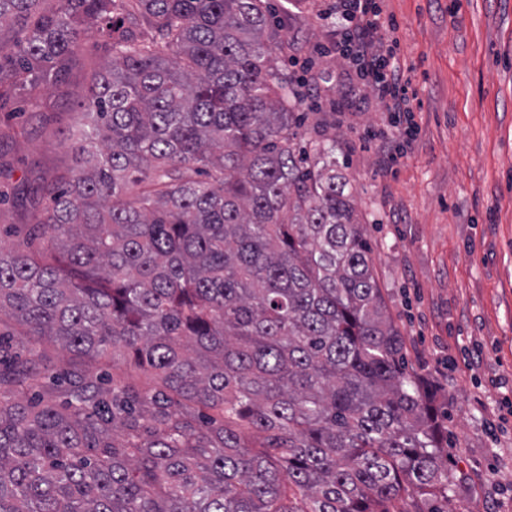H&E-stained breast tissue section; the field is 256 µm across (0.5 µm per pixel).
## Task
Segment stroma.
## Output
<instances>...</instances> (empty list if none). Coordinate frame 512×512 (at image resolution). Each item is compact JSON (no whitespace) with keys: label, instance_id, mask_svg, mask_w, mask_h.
Here are the masks:
<instances>
[{"label":"stroma","instance_id":"1","mask_svg":"<svg viewBox=\"0 0 512 512\" xmlns=\"http://www.w3.org/2000/svg\"><path fill=\"white\" fill-rule=\"evenodd\" d=\"M277 18L306 35L317 89L303 99L302 138H336L365 228L387 314L405 364L433 393L448 430L457 485L448 512H512V434L497 411L512 397V0H381L397 26L399 56L417 97L416 133L386 171L376 144L386 114L372 96L340 112L349 66L320 54L331 26L324 0H272ZM111 53L81 40L61 79L11 92L0 107V245L27 243L48 205L43 181L69 175L79 104ZM16 348L34 344L46 374L73 355L49 336L26 337L0 317Z\"/></svg>","mask_w":512,"mask_h":512}]
</instances>
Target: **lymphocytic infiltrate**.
<instances>
[{"label": "lymphocytic infiltrate", "instance_id": "obj_1", "mask_svg": "<svg viewBox=\"0 0 512 512\" xmlns=\"http://www.w3.org/2000/svg\"><path fill=\"white\" fill-rule=\"evenodd\" d=\"M335 37L329 49L352 68L356 96L373 94L392 114L394 134L380 150V164L401 156L404 138L412 133L414 96L397 55L394 24L386 20L378 0H335L327 9Z\"/></svg>", "mask_w": 512, "mask_h": 512}]
</instances>
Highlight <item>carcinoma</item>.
Wrapping results in <instances>:
<instances>
[{"mask_svg":"<svg viewBox=\"0 0 512 512\" xmlns=\"http://www.w3.org/2000/svg\"><path fill=\"white\" fill-rule=\"evenodd\" d=\"M4 28L0 100L83 37L112 66L80 102L77 173L40 186L50 246L0 248V315L122 349L169 393L73 369L60 404L0 346V512H440L446 433L336 138L299 136L267 0H0Z\"/></svg>","mask_w":512,"mask_h":512,"instance_id":"obj_1","label":"carcinoma"}]
</instances>
